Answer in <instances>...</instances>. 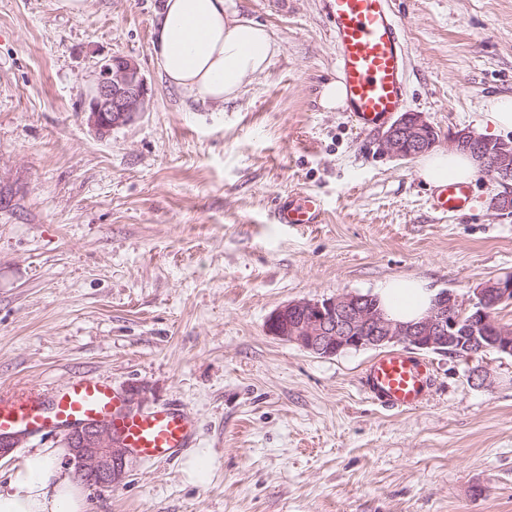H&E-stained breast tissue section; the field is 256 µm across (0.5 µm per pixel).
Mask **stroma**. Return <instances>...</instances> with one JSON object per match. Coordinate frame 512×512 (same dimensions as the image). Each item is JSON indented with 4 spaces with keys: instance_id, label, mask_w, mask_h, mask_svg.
Here are the masks:
<instances>
[{
    "instance_id": "stroma-1",
    "label": "stroma",
    "mask_w": 512,
    "mask_h": 512,
    "mask_svg": "<svg viewBox=\"0 0 512 512\" xmlns=\"http://www.w3.org/2000/svg\"><path fill=\"white\" fill-rule=\"evenodd\" d=\"M162 0H0V395L84 375L143 409L175 405L197 445L130 457L90 512H512V357L420 352L434 385L414 410L363 390L375 349L322 357L271 336L278 307L371 294L414 277L469 302L512 276L503 188L445 217L416 159L381 152L325 111L336 47L323 0H225L279 45L239 98L192 101L160 75ZM409 78L439 150L512 95V0H392ZM137 61L146 112L99 136L83 94L99 62ZM319 194L321 224H274L280 196ZM495 384H471V369ZM211 467L195 473L197 458Z\"/></svg>"
}]
</instances>
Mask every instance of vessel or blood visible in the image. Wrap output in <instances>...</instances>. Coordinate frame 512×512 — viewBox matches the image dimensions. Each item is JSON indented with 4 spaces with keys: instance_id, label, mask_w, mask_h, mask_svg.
<instances>
[{
    "instance_id": "1",
    "label": "vessel or blood",
    "mask_w": 512,
    "mask_h": 512,
    "mask_svg": "<svg viewBox=\"0 0 512 512\" xmlns=\"http://www.w3.org/2000/svg\"><path fill=\"white\" fill-rule=\"evenodd\" d=\"M325 8L347 109L362 132H374L399 110L407 84V58L391 0H326ZM472 201V183L451 182L437 189L430 206L452 217L469 209ZM324 213L319 195L298 192L280 199L274 221L319 224ZM362 380L382 406L409 410L424 403L433 374L429 363L390 352L372 361ZM123 403L122 394L90 377L75 380L47 401L0 396V433L63 435L104 417L117 425L126 447L139 456L167 459L192 443L194 425L180 408L125 414Z\"/></svg>"
}]
</instances>
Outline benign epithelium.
<instances>
[{"instance_id":"benign-epithelium-1","label":"benign epithelium","mask_w":512,"mask_h":512,"mask_svg":"<svg viewBox=\"0 0 512 512\" xmlns=\"http://www.w3.org/2000/svg\"><path fill=\"white\" fill-rule=\"evenodd\" d=\"M94 87L86 96L88 124L101 137L146 111L149 89L136 60L115 56L97 66ZM439 143L433 126L420 113L405 112L389 127L382 149L410 159ZM452 147L469 152L480 168L491 167L506 192L496 199L498 211H512V142L491 144L469 130L449 138ZM469 305L450 291L438 293L419 320L399 323L371 303L372 297L343 293L323 301L298 300L276 309L268 332L299 349L333 356L348 349L405 344L420 351L472 358L486 352L512 356V327L494 320V309L512 302V277L488 280L474 289ZM25 435L0 434V458L19 447ZM66 464L74 478L88 486L110 490L125 475L131 456L112 422L97 420L72 430L67 439Z\"/></svg>"}]
</instances>
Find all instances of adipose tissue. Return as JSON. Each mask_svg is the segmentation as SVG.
<instances>
[{"label":"adipose tissue","instance_id":"1","mask_svg":"<svg viewBox=\"0 0 512 512\" xmlns=\"http://www.w3.org/2000/svg\"><path fill=\"white\" fill-rule=\"evenodd\" d=\"M152 49L167 81L201 103L238 98L244 81L265 72L277 44L261 24L228 11L224 0H165L152 32ZM476 160L455 150L419 159L418 177L437 188L470 180ZM386 315L420 319L434 294L417 278L386 281L377 290ZM59 449L41 448L12 466L0 485V512H88L83 490L58 463Z\"/></svg>","mask_w":512,"mask_h":512}]
</instances>
